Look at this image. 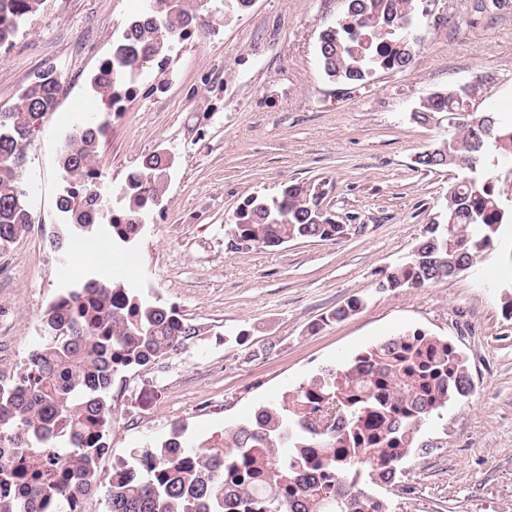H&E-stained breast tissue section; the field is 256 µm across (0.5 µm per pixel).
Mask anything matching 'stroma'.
I'll return each mask as SVG.
<instances>
[{"mask_svg":"<svg viewBox=\"0 0 512 512\" xmlns=\"http://www.w3.org/2000/svg\"><path fill=\"white\" fill-rule=\"evenodd\" d=\"M143 0H43L10 48L0 47V110L16 106L34 75L55 67L66 91L29 139L21 186L46 230L0 251V379L23 370L45 337L43 313L60 294L55 270L92 269L85 253L58 255V157L90 78ZM213 33L179 45L177 78L162 97L144 80L102 144L107 183L121 187L145 155L176 159L166 194L134 247L112 250L111 269L145 297L176 306L201 334L176 358L135 369L112 387L114 462L181 425L192 444L249 420L323 367L400 334L454 342L473 383L469 398L432 419L403 464L399 486L375 492L393 512H512V241L472 270L418 289L383 291L439 215L454 174L414 167L447 136V123L411 114L432 93L477 85L481 107L512 114V0H418L420 41L411 67L358 84L328 80L320 34L347 0H253L248 10L205 0ZM325 192L351 225L336 242L296 240L241 250L226 229L253 195L285 185ZM362 310L322 324L349 298Z\"/></svg>","mask_w":512,"mask_h":512,"instance_id":"1","label":"stroma"}]
</instances>
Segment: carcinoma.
Listing matches in <instances>:
<instances>
[{"instance_id": "obj_1", "label": "carcinoma", "mask_w": 512, "mask_h": 512, "mask_svg": "<svg viewBox=\"0 0 512 512\" xmlns=\"http://www.w3.org/2000/svg\"><path fill=\"white\" fill-rule=\"evenodd\" d=\"M41 0H0V45L15 39ZM200 14L191 0H145L143 12L123 35L127 51L112 55V82H92L101 97L111 85L137 77L154 56L187 37ZM417 0H349L347 14L318 39L317 55L333 82L358 83L378 70L408 69L419 40ZM53 69L35 75L19 105L0 111V250L27 233L34 218L19 186L15 157L62 94ZM478 94L471 86L420 101L411 119L426 124L453 114ZM486 123L500 138L496 153H512V118L492 110ZM461 118L455 145L414 160L424 171L457 172L442 213L426 225L411 255L386 273L381 290L422 288L472 268L503 233L512 230L492 185V159L474 147L469 122ZM101 127L90 120L74 126L59 166L64 182L89 185L107 195L100 169ZM174 160L154 152L144 158L136 182L119 192L118 208L99 204L103 224L86 223L80 202L61 198L64 232L53 236L57 252L72 237L104 236L115 248L133 247L140 224H123L158 204ZM316 188L291 183L277 199L252 196L228 225L239 249L274 248L290 241H338L352 230L321 207ZM351 298L325 320L339 321L360 310ZM44 342L25 368L0 380V512H83L85 498L105 489L106 512H391L389 503L366 490L402 476L401 462L422 427L449 405L468 397L472 383L465 360L452 343L430 350L412 343L416 331L375 345L351 361L326 367L308 383L232 430L191 448L182 428L150 445L103 478L100 460L110 449L114 411L112 385L129 370L177 357L200 336L172 305L141 297L118 279L96 270L63 289L43 314ZM335 413L334 426L314 430L311 416Z\"/></svg>"}]
</instances>
